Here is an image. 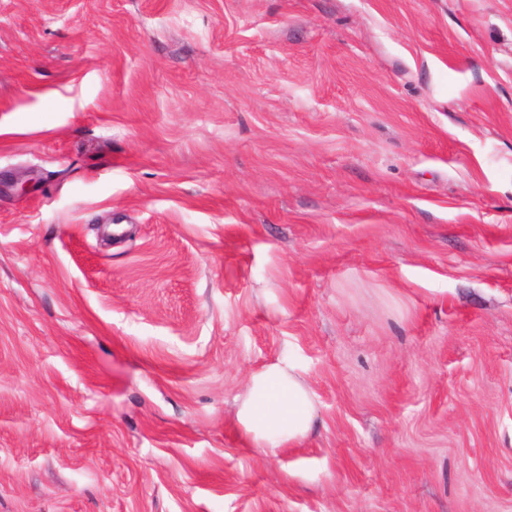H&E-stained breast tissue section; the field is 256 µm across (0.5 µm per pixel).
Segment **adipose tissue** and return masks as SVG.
<instances>
[{
  "label": "adipose tissue",
  "mask_w": 512,
  "mask_h": 512,
  "mask_svg": "<svg viewBox=\"0 0 512 512\" xmlns=\"http://www.w3.org/2000/svg\"><path fill=\"white\" fill-rule=\"evenodd\" d=\"M315 411L314 395L300 371L281 361L252 375L235 419L249 442L274 450L305 439Z\"/></svg>",
  "instance_id": "obj_1"
}]
</instances>
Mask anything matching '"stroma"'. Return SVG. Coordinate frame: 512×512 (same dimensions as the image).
<instances>
[{"instance_id":"stroma-1","label":"stroma","mask_w":512,"mask_h":512,"mask_svg":"<svg viewBox=\"0 0 512 512\" xmlns=\"http://www.w3.org/2000/svg\"><path fill=\"white\" fill-rule=\"evenodd\" d=\"M0 512H512V0H0ZM315 411L314 394L300 371L281 361L252 375L235 419L249 442L274 450L305 439Z\"/></svg>"}]
</instances>
